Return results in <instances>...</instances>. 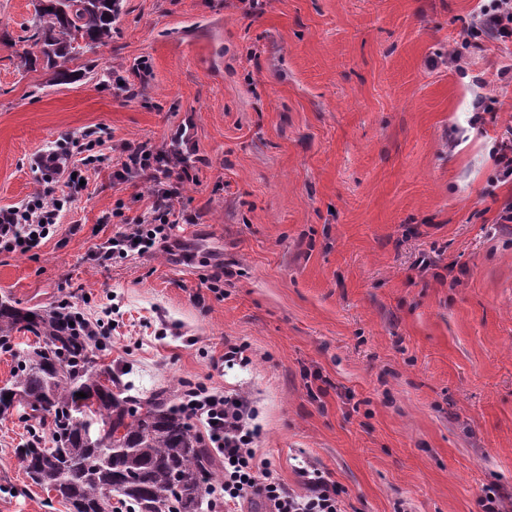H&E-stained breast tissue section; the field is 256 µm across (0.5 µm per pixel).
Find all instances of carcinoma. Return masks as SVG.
<instances>
[{"label":"carcinoma","instance_id":"cac0c4a2","mask_svg":"<svg viewBox=\"0 0 512 512\" xmlns=\"http://www.w3.org/2000/svg\"><path fill=\"white\" fill-rule=\"evenodd\" d=\"M121 0H35L34 44L59 81L77 50L112 37ZM27 331L41 343L21 355L13 380L0 387V414L20 404L21 419L51 425L53 446L34 435L19 460L36 485L69 512H203L220 462L189 415L159 391L125 395L118 375L100 366L91 340L61 307L45 312L0 301V347ZM82 392L86 397L77 396Z\"/></svg>","mask_w":512,"mask_h":512}]
</instances>
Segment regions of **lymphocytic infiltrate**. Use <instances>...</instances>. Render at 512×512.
Here are the masks:
<instances>
[{
  "mask_svg": "<svg viewBox=\"0 0 512 512\" xmlns=\"http://www.w3.org/2000/svg\"><path fill=\"white\" fill-rule=\"evenodd\" d=\"M489 34L512 39V0H488L481 5L467 35ZM197 148L188 128H181L168 149L150 141H126L118 148L114 180L125 182L143 176L151 184L152 206L147 217L129 221L124 231L97 244L93 257L105 266L114 258L152 252L156 243L168 241L173 227V201L184 183L194 176L187 163ZM71 151L60 149L40 157L41 186L27 205L0 208V251L26 253L38 248L56 230L65 199L53 186V175ZM178 406L200 422L210 447L224 455V481L220 486L225 502L236 503L257 496L270 512H342V490L325 472L307 463L298 472L305 493L292 491L269 467L257 460L253 448L258 435L256 410L248 395L224 394L200 383L185 384Z\"/></svg>",
  "mask_w": 512,
  "mask_h": 512,
  "instance_id": "obj_1",
  "label": "lymphocytic infiltrate"
}]
</instances>
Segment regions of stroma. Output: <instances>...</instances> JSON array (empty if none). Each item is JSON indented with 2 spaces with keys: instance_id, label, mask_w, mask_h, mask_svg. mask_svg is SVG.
<instances>
[{
  "instance_id": "stroma-1",
  "label": "stroma",
  "mask_w": 512,
  "mask_h": 512,
  "mask_svg": "<svg viewBox=\"0 0 512 512\" xmlns=\"http://www.w3.org/2000/svg\"><path fill=\"white\" fill-rule=\"evenodd\" d=\"M478 0H125L111 39L71 80L19 70L33 0H0V207L39 187L36 156L98 127L84 184L55 233L0 252V299L112 314L101 361L130 395L186 382L249 395L255 454L304 493L308 461L346 512H512V40L448 53ZM116 70L136 95L117 93ZM482 93L488 111L474 110ZM203 161L174 201L168 248L96 265L146 216L142 179L112 178L115 145L168 147L182 125ZM431 262L428 270L419 258ZM247 348L249 365L224 349ZM32 439L0 415V512H68L18 460Z\"/></svg>"
}]
</instances>
